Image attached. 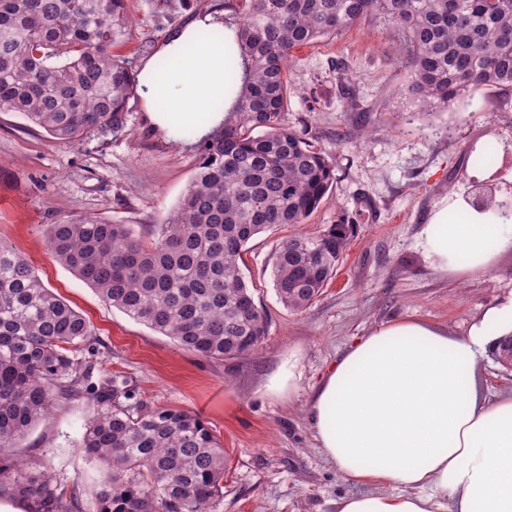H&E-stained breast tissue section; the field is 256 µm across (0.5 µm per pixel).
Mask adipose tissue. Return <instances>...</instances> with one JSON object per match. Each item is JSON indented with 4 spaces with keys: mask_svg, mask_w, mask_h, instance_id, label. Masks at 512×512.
I'll return each mask as SVG.
<instances>
[{
    "mask_svg": "<svg viewBox=\"0 0 512 512\" xmlns=\"http://www.w3.org/2000/svg\"><path fill=\"white\" fill-rule=\"evenodd\" d=\"M210 17L168 40L164 65L147 61L140 90L152 125L206 137L224 121V44L199 37ZM442 272L492 267L512 247V221L438 211L424 229ZM512 331V301L464 336L413 320L385 325L337 362L309 401L320 450L344 478L392 491L340 499L336 512H512V392L482 398L480 361Z\"/></svg>",
    "mask_w": 512,
    "mask_h": 512,
    "instance_id": "ef3b65f1",
    "label": "adipose tissue"
}]
</instances>
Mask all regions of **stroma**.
I'll return each instance as SVG.
<instances>
[{
  "instance_id": "1",
  "label": "stroma",
  "mask_w": 512,
  "mask_h": 512,
  "mask_svg": "<svg viewBox=\"0 0 512 512\" xmlns=\"http://www.w3.org/2000/svg\"><path fill=\"white\" fill-rule=\"evenodd\" d=\"M128 38L112 52L133 71L202 16L223 23L224 0H129ZM394 28L365 20L291 52L283 124L322 148L336 181L305 224L253 238L243 274L266 319L260 347L243 359H208L106 303L46 246L50 224L92 213L116 224H164L195 174L198 140L154 128L140 96L128 131L74 143L53 139L13 112H0V243L89 322L92 361L123 375L148 406L200 415L224 446V488L211 512H336L362 491L325 459L308 402L328 367L375 328L412 319L467 335L485 313L512 300V248L490 270L441 273L423 229L441 208L463 204L476 186L512 199V88H481L448 110L419 112L407 90ZM498 147L492 168L471 152ZM350 216L356 224L335 277L306 309L278 300L273 257L289 235L316 233ZM93 414L87 401L57 403L33 426L20 453L43 457L96 512L104 465L79 449Z\"/></svg>"
}]
</instances>
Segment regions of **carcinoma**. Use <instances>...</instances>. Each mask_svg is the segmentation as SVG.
Listing matches in <instances>:
<instances>
[{"label": "carcinoma", "mask_w": 512, "mask_h": 512, "mask_svg": "<svg viewBox=\"0 0 512 512\" xmlns=\"http://www.w3.org/2000/svg\"><path fill=\"white\" fill-rule=\"evenodd\" d=\"M224 23V123L166 224H114L91 214L48 225L53 256L130 317L206 358H241L266 320L239 261L256 235L303 224L335 181L326 153L282 124L291 51L366 18L398 31L418 110L444 111L469 91L512 88V0H240ZM131 28L127 0H0V112H17L72 143L127 131L137 87L112 55ZM344 221L281 242L278 300L309 306L335 276L354 235ZM93 336L27 261L0 245V497L25 512H80L75 489L16 441L59 400L97 407L79 448L108 471L97 512H210L224 487V448L196 413L134 400L127 381L82 357ZM497 362L512 367V335Z\"/></svg>", "instance_id": "carcinoma-1"}]
</instances>
